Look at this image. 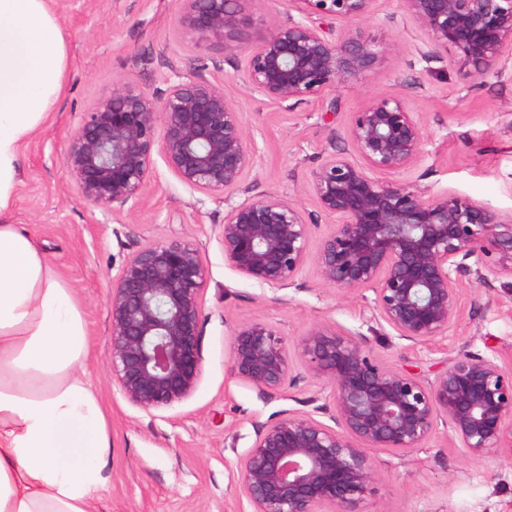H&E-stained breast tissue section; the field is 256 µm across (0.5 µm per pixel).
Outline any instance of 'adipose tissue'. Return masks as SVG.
Instances as JSON below:
<instances>
[{"label":"adipose tissue","instance_id":"adipose-tissue-1","mask_svg":"<svg viewBox=\"0 0 512 512\" xmlns=\"http://www.w3.org/2000/svg\"><path fill=\"white\" fill-rule=\"evenodd\" d=\"M65 67L48 0H0V512H93L110 483L80 302L10 221L20 149L53 111Z\"/></svg>","mask_w":512,"mask_h":512}]
</instances>
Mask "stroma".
<instances>
[{"mask_svg": "<svg viewBox=\"0 0 512 512\" xmlns=\"http://www.w3.org/2000/svg\"><path fill=\"white\" fill-rule=\"evenodd\" d=\"M49 6L65 43L66 81L47 122L21 150L14 221L34 232L75 288L89 326L88 370L112 445L111 484L97 512H254L239 487L238 463L257 426L288 412L328 419L320 410L326 384L307 371L299 348L312 326L351 336L385 366L427 381L464 350L512 364L510 276L463 279L462 318L446 338L416 344L373 318L367 299L323 287L314 263L283 289L242 278L225 262L221 238L229 204L264 195L297 200L314 216V238L328 232L333 220L318 212L311 173L331 154L353 157L350 116L375 96L403 99L423 118L424 155L400 174L401 182L430 194L450 191L512 216V52L498 74L462 80L456 53L421 61L427 34L401 0H373L366 30L381 51L378 68L359 88L289 106L249 92L240 59L220 45H195L181 29L179 0H49ZM248 14L246 32L256 43L271 22L297 12L287 0H252ZM194 72L222 85L237 105L258 148L255 168L223 201L184 185L160 160L134 212L89 207L64 161L67 139L86 110L114 83L131 80L160 97ZM160 238L191 241L206 268L202 375L188 400L147 412L128 403L112 379L108 295L128 257ZM244 321L280 331L295 384L264 395L231 375V335ZM367 454L376 480L362 512H512V460L471 459L445 426L413 453L371 448Z\"/></svg>", "mask_w": 512, "mask_h": 512, "instance_id": "1", "label": "stroma"}]
</instances>
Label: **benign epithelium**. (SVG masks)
Returning a JSON list of instances; mask_svg holds the SVG:
<instances>
[{"label": "benign epithelium", "instance_id": "7a95c632", "mask_svg": "<svg viewBox=\"0 0 512 512\" xmlns=\"http://www.w3.org/2000/svg\"><path fill=\"white\" fill-rule=\"evenodd\" d=\"M181 27L197 44L217 42L244 54L247 89L278 103L354 89L381 54L354 26L330 39L312 18H365L372 0H289L302 19L272 27L252 45L242 37L251 0H180ZM427 33L425 62L453 48L473 65L466 80L498 72L512 51V0H403ZM348 138L360 157L332 155L311 175L320 212L337 219L315 254L316 224L287 196L229 207L224 260L241 277L270 288L294 282L313 259L321 285L369 290L370 310L396 335L417 344L442 339L462 315V277L483 271L512 277V219L452 193H425L396 175L424 152L420 113L395 97L375 96L351 115ZM183 184L225 200L256 165L237 106L201 75L154 97L127 81L97 99L69 136L65 165L81 198L114 213L139 206L155 157ZM206 270L197 248L155 240L133 254L112 282V379L131 405L151 411L190 398L202 375L201 316ZM306 367L329 387L328 425L283 414L257 427L239 461V487L254 512H360L375 482L367 448L402 455L424 446L438 422L475 459H512V370L494 357L463 351L432 381L380 365L356 339L316 325L302 337ZM230 372L271 395L291 375L284 339L271 325L243 322L233 333Z\"/></svg>", "mask_w": 512, "mask_h": 512}]
</instances>
